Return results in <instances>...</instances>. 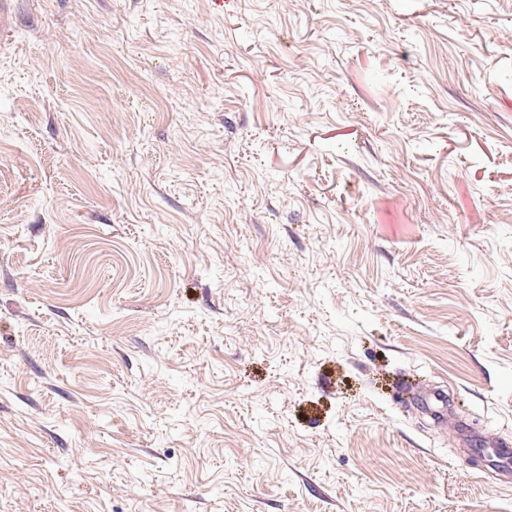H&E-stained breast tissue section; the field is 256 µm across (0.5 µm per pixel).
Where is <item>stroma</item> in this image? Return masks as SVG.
Wrapping results in <instances>:
<instances>
[{
	"label": "stroma",
	"mask_w": 512,
	"mask_h": 512,
	"mask_svg": "<svg viewBox=\"0 0 512 512\" xmlns=\"http://www.w3.org/2000/svg\"><path fill=\"white\" fill-rule=\"evenodd\" d=\"M501 441L512 0H0V512H512ZM421 407L434 421L447 423L448 393L444 391H424L418 394Z\"/></svg>",
	"instance_id": "1"
}]
</instances>
